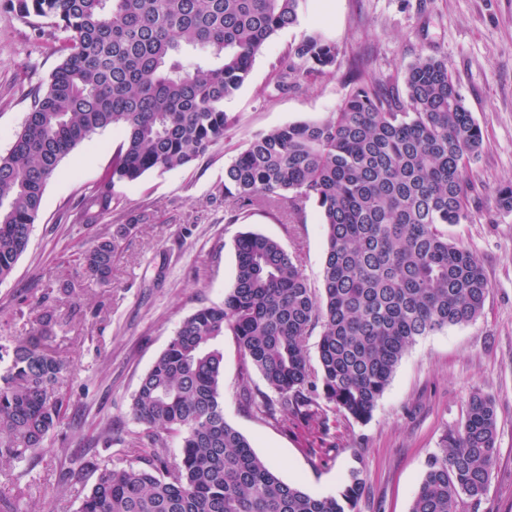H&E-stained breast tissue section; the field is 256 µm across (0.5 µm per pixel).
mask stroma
<instances>
[{"instance_id":"stroma-1","label":"stroma","mask_w":512,"mask_h":512,"mask_svg":"<svg viewBox=\"0 0 512 512\" xmlns=\"http://www.w3.org/2000/svg\"><path fill=\"white\" fill-rule=\"evenodd\" d=\"M317 32L338 49L335 75L299 79L267 99L260 91L272 68L302 34ZM444 56L452 78L483 132L470 170L469 219L448 227V238L476 254L489 281L482 315L473 323L417 337L364 423L328 412L324 432L263 403L275 399L247 362L234 336H225L224 418L285 482L307 493L339 494L352 475L363 480L356 512H410L426 462L445 431L464 418L469 398L495 401L497 459L480 502L462 512H512V212L498 209L497 190L512 182V0H306L297 26L279 31L256 56L249 77L224 109L238 116L223 142L185 167L152 170L116 184L119 204L99 224L66 218L85 188L111 167L117 130L94 134L74 149L48 181L27 250L0 283V344L30 335L34 316L21 299L40 297L58 273L76 284L57 301L64 318L45 343L70 363L61 390L66 417L44 449L22 461H0V497L18 512H79L103 469L136 464L130 441L142 431L131 414L141 378L180 322L196 309L222 303L236 272L235 241L245 231L278 240L296 255L311 287L321 285L325 229L315 203L299 224H280L256 211L227 223L215 193L224 169L257 135L336 111L351 76L391 81L418 59ZM33 29L0 0V154L20 131L30 94L47 86L59 63ZM138 226L112 268V284L88 281L73 262L98 235L128 220ZM254 401L246 403L242 391ZM79 456L93 464L59 493L56 476Z\"/></svg>"}]
</instances>
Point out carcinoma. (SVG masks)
<instances>
[{
    "label": "carcinoma",
    "instance_id": "1",
    "mask_svg": "<svg viewBox=\"0 0 512 512\" xmlns=\"http://www.w3.org/2000/svg\"><path fill=\"white\" fill-rule=\"evenodd\" d=\"M38 39L45 25L60 62L36 89L11 149L0 155V282L27 249L45 186L61 162L99 130L121 140L112 166L80 196L71 223L97 224L115 205L114 187L150 170L191 164L224 140L236 118L224 111L255 57L280 30L298 24L304 0H8ZM336 44L304 34L274 68L265 91L301 76L334 74ZM404 90L353 78L325 119L274 128L251 140L224 171L220 193L235 214L260 210L294 219L312 201L326 230L321 292L282 244L244 232L236 274L220 305L180 323L144 374L131 402L144 433L140 465L103 470L79 512H355L359 474L337 496L282 481L224 419L225 332L278 395L276 410L309 420L319 400L368 420L408 347L419 336L475 321L489 283L480 260L444 227L469 217V170L483 133L459 94L445 56L422 58ZM136 224L113 225L77 253L97 283ZM58 277L46 286L34 334L0 344V459L42 450L64 417L57 385L68 366L41 343L60 323L50 295L73 293ZM321 327L318 367L305 338ZM498 419L475 392L461 423L440 439L410 512H459L479 501L495 464ZM179 434L173 461L166 437Z\"/></svg>",
    "mask_w": 512,
    "mask_h": 512
}]
</instances>
